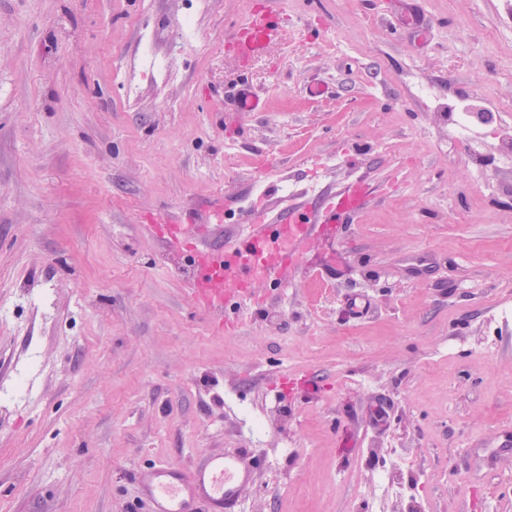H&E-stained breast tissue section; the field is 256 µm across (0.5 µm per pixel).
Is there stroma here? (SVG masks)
<instances>
[{
	"label": "stroma",
	"mask_w": 512,
	"mask_h": 512,
	"mask_svg": "<svg viewBox=\"0 0 512 512\" xmlns=\"http://www.w3.org/2000/svg\"><path fill=\"white\" fill-rule=\"evenodd\" d=\"M259 10L282 35L244 65ZM451 100L512 122V0H0V392L30 385L0 512H150L138 468L238 448L241 512H512V160L480 131L469 165ZM359 180L379 196L234 329L145 229L218 204L230 247L241 210Z\"/></svg>",
	"instance_id": "stroma-1"
}]
</instances>
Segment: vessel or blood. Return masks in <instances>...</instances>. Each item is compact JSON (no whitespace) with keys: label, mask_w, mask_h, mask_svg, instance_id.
Wrapping results in <instances>:
<instances>
[{"label":"vessel or blood","mask_w":512,"mask_h":512,"mask_svg":"<svg viewBox=\"0 0 512 512\" xmlns=\"http://www.w3.org/2000/svg\"><path fill=\"white\" fill-rule=\"evenodd\" d=\"M281 35L275 17L268 12L251 13L235 31L232 49L241 63L262 55ZM370 185L358 181L319 215L291 210L274 224L265 223L258 210L244 213L243 231L236 245L215 247L205 241L210 225L224 221L222 206H211L204 216L194 212L164 215L150 225L152 234L181 249L188 261V279L197 307L220 317L227 305L236 310L262 308L259 289L281 285L289 271L301 267L306 256L299 246L312 239L335 236L336 227L348 223L372 195ZM257 464L247 450L208 452L194 463L155 462L138 469L134 480L152 512H238L243 491L253 484Z\"/></svg>","instance_id":"obj_1"}]
</instances>
